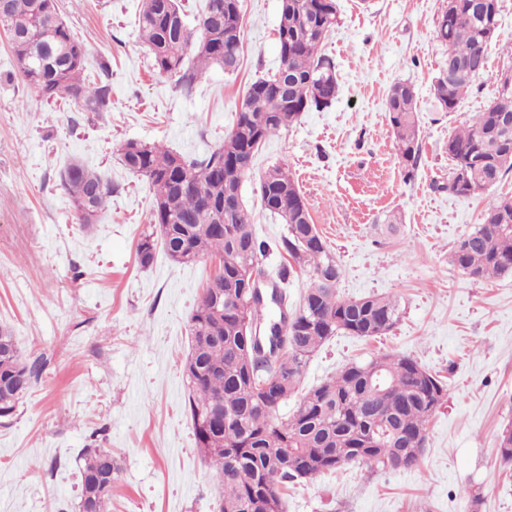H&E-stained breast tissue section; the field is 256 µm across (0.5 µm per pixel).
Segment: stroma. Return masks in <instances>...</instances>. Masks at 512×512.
Segmentation results:
<instances>
[{
    "label": "stroma",
    "instance_id": "obj_1",
    "mask_svg": "<svg viewBox=\"0 0 512 512\" xmlns=\"http://www.w3.org/2000/svg\"><path fill=\"white\" fill-rule=\"evenodd\" d=\"M447 2L337 0L339 23L323 44L337 71L335 102L267 140L242 185L269 270L283 261L285 227L253 188L280 162L342 268L339 296L387 295L402 309L384 335L326 341L278 416L348 362L377 354L410 357L448 389L415 470L345 465L288 487L285 512H471L473 489L483 493L481 512H512V466L497 454L512 421V276L475 281L451 262L489 204L512 197V172L468 198L448 191L449 136L493 103L512 67V0H502L485 72L452 112L433 93L448 68L435 33ZM141 3L60 0L87 45V78L110 67L104 112L38 97L0 32V326L27 356L48 359L38 384L0 418V512H75L87 448L111 451L119 466L108 512H217L218 479L197 449L184 376L188 320L215 263L179 264L160 248L139 262L152 193L117 150L135 140L201 159L221 144L246 87L280 64V0H242L238 70L211 68L189 95L154 68L136 25ZM398 81L416 93L420 156L411 171L387 119ZM76 160L114 186L91 224L59 186ZM392 214L401 222L391 231Z\"/></svg>",
    "mask_w": 512,
    "mask_h": 512
}]
</instances>
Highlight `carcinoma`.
Masks as SVG:
<instances>
[{
    "mask_svg": "<svg viewBox=\"0 0 512 512\" xmlns=\"http://www.w3.org/2000/svg\"><path fill=\"white\" fill-rule=\"evenodd\" d=\"M240 2L207 0L191 28L178 0H143L138 31L154 68L176 77L187 94L212 64L227 73L237 71ZM9 3L8 15H0V29L9 36L20 79L43 99L69 100L88 112L107 110L112 87L83 79L86 46L59 13L58 0ZM499 16L500 0H450L442 12L436 33L448 46L449 69L433 84L442 108L455 110L485 71ZM336 24V0H281L279 68L248 85L235 124L209 156L187 159L136 141L118 149L122 165L144 179L153 194L156 231L140 240L139 261L150 263L158 246L179 264L204 255L223 261L190 316L184 366L197 448L220 479L221 512H245L246 504L254 512H283L288 484L343 465L373 461L392 470L417 467L419 454L392 464L396 449L403 439L426 442L427 425L446 392L442 381L414 359L383 354L345 365L306 393L293 416L276 417L303 366L328 339L380 336L399 321L400 304L390 296L343 299L337 294L342 270L312 224L285 164L262 172L256 192L262 207L285 224L280 249L288 263L267 279L261 299L245 303L251 294L243 293L241 272H264L260 257L267 246L258 240L246 205L227 218L210 204L226 190L242 194L254 138L265 141L302 113L335 102V65L320 48ZM386 112L398 154L406 166H416L420 136L413 85L395 83ZM509 114L512 81L506 79L495 101L448 139L454 162L448 190L453 194L472 196L458 186L461 180L483 191L512 171V126L504 124ZM60 185L84 224L94 221L112 196V181L83 163L67 165ZM452 262L473 280L512 275V199L489 205L482 224L458 242ZM297 267L311 275L292 311L286 284ZM46 364L43 356L25 357L11 330L0 327V418L12 415ZM376 370L386 380L379 396L366 386ZM218 403L224 429L215 432L207 415ZM115 471L111 453H84L79 501L91 493V479Z\"/></svg>",
    "mask_w": 512,
    "mask_h": 512,
    "instance_id": "cac0c4a2",
    "label": "carcinoma"
}]
</instances>
